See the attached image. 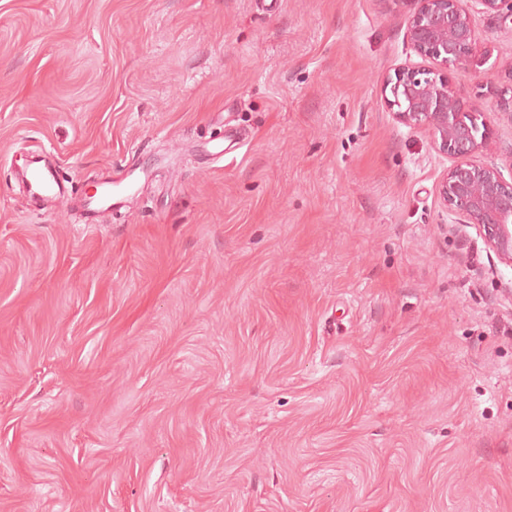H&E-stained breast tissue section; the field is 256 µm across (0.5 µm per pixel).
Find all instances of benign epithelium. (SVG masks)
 <instances>
[{
    "label": "benign epithelium",
    "mask_w": 512,
    "mask_h": 512,
    "mask_svg": "<svg viewBox=\"0 0 512 512\" xmlns=\"http://www.w3.org/2000/svg\"><path fill=\"white\" fill-rule=\"evenodd\" d=\"M411 2L407 34L415 52L436 61L435 70L405 65L383 84L384 102L393 120L423 128L433 146L453 158L438 187L443 207L463 214L483 233L486 248L512 267V181L501 169L478 160L492 130L477 120L479 109L452 83L448 70L461 65L481 67L478 36L465 0H393ZM485 12L512 17V0H478Z\"/></svg>",
    "instance_id": "obj_1"
}]
</instances>
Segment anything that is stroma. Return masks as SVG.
I'll use <instances>...</instances> for the list:
<instances>
[{
	"label": "stroma",
	"mask_w": 512,
	"mask_h": 512,
	"mask_svg": "<svg viewBox=\"0 0 512 512\" xmlns=\"http://www.w3.org/2000/svg\"><path fill=\"white\" fill-rule=\"evenodd\" d=\"M467 7L507 175L512 22ZM412 9L0 0V512H512V268L384 104ZM38 158L150 179L85 224ZM25 180L30 195L37 200L54 198L68 192L48 168L30 169Z\"/></svg>",
	"instance_id": "obj_1"
}]
</instances>
